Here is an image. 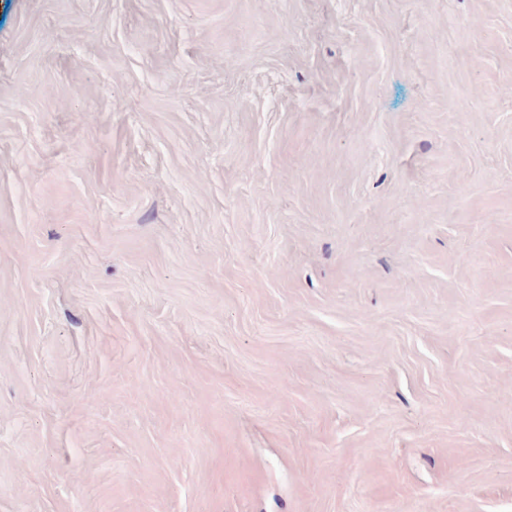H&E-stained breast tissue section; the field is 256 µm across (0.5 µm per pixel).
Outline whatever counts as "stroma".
I'll return each mask as SVG.
<instances>
[{"label":"stroma","mask_w":512,"mask_h":512,"mask_svg":"<svg viewBox=\"0 0 512 512\" xmlns=\"http://www.w3.org/2000/svg\"><path fill=\"white\" fill-rule=\"evenodd\" d=\"M0 512H512V0H0Z\"/></svg>","instance_id":"1"}]
</instances>
